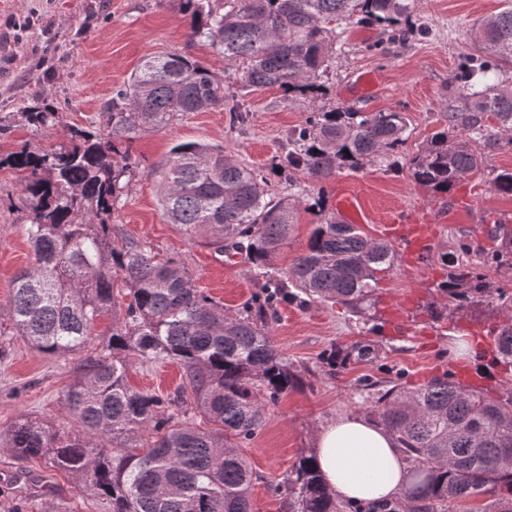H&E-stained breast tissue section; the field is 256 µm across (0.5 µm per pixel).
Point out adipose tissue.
<instances>
[{
  "instance_id": "obj_1",
  "label": "adipose tissue",
  "mask_w": 512,
  "mask_h": 512,
  "mask_svg": "<svg viewBox=\"0 0 512 512\" xmlns=\"http://www.w3.org/2000/svg\"><path fill=\"white\" fill-rule=\"evenodd\" d=\"M313 463L336 498L366 507L400 497L409 483L394 436L359 417L325 425L315 438Z\"/></svg>"
}]
</instances>
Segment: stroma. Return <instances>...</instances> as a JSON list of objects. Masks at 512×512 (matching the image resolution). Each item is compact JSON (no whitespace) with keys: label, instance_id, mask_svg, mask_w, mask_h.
<instances>
[{"label":"stroma","instance_id":"obj_1","mask_svg":"<svg viewBox=\"0 0 512 512\" xmlns=\"http://www.w3.org/2000/svg\"><path fill=\"white\" fill-rule=\"evenodd\" d=\"M511 6L512 0H417L412 20L426 32L403 46L390 44L378 26L349 23L347 41L337 48L324 81L321 103L406 112L411 122L407 148L417 152L444 126L448 109L465 107L462 90L450 78L480 52L471 28ZM168 52L190 54L223 80L226 91L238 90L239 71L207 41L191 39L178 0H0V104L19 112L44 103L53 106L63 122L62 127L37 131L14 120L0 131V153L24 145L47 150L64 142V126L98 125L105 101L129 81L142 59ZM366 73L378 80L370 92L358 86ZM246 106L250 120L243 128L218 107L184 113L168 127L137 138L130 146L133 171L112 214L117 238L179 260L196 286L230 312L241 309L257 292L253 271L241 258L215 255L206 239L189 238L180 225L167 223L156 173L179 142L218 145L245 163L270 170L286 133L310 111L311 102L265 88L248 96ZM511 167L512 153H488L481 170L446 194L416 183L409 173L395 177L375 166L342 173L323 184L300 171L286 182L272 178L275 194L299 202L288 243L273 260L276 270L289 268L304 250L319 222L315 203L334 211L341 191L357 195L374 216V223L361 227L370 237H377L378 221L403 208L435 224L437 240L420 267L400 261L382 277L369 309L356 313L337 301L308 300L278 308L272 339L302 385L267 403L262 426L240 445L257 475L253 512H288L280 485L302 457L311 455L314 435L323 424L340 416L369 417L377 397L391 386L411 389L453 375L456 364L449 347L454 336L469 337L475 352L486 350L488 328L502 319L498 310L483 304L469 313L455 311L445 307L435 286L444 274L441 255L455 251L459 240L485 252L495 247L490 231L497 219H512V198L491 190L489 173ZM19 188L14 173L0 170V325L9 322L15 274L33 260L22 231L28 213L18 203ZM405 299L412 302L407 320L388 324L390 303ZM4 342L0 433H7L22 414L73 429L62 395L77 374L79 357L42 356L18 336L5 337ZM363 346L371 348L369 357L361 356ZM182 375L179 364L165 361L133 366L129 382L167 395L177 389ZM111 510L109 502L71 475L42 460L18 459L0 446V512Z\"/></svg>","mask_w":512,"mask_h":512}]
</instances>
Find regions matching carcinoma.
<instances>
[{"mask_svg": "<svg viewBox=\"0 0 512 512\" xmlns=\"http://www.w3.org/2000/svg\"><path fill=\"white\" fill-rule=\"evenodd\" d=\"M191 38L203 39L242 66L238 99L189 55L145 59L101 112L98 128L73 125L68 142L36 152L23 146L0 155V169L18 175L19 202L28 209L24 233L33 263L14 280L12 335L43 356L82 353L94 328L112 317L108 338L83 358L64 391L77 430L20 415L8 445L22 460L47 458L112 503V512H252L254 473L238 450L262 425L265 402L301 379L276 349L269 318L301 296L339 301L360 311L372 304L380 275L393 270L397 252L355 224L324 213L293 267L270 265L288 244L295 203L278 198L268 174L202 142H180L160 171L161 205L170 224L215 251L244 256L261 282L251 302L231 314L196 288L175 259L157 260L150 247L115 243L112 210L131 175L126 148L161 130L182 112L225 107L246 122L240 99L267 87L311 95L322 89L335 53L338 20L377 24L392 43L405 28L415 0H180ZM488 55L462 65L452 82L465 92V111L444 115L448 127L430 145L404 152L409 118L401 110L364 112L313 106L288 132L285 153L272 166L288 180L292 170L327 181L341 170L379 165L397 175L408 166L415 182L448 193L478 170L484 154L512 151V77L477 79L512 63V7L472 30ZM36 128L58 124L49 107L16 113ZM494 117L495 129L484 120ZM464 127L472 142H451L448 128ZM491 189L512 196V168L490 172ZM495 248L473 258L461 240L445 260L448 276L436 291L455 309L493 304L505 323L491 331L497 362L512 367V289L493 286L483 269L512 271V225L495 223ZM171 360L182 385L166 396L136 390L129 368ZM374 415L418 468L404 496L376 512H512V387L488 397L448 377L407 390L394 386L376 400ZM296 512H362L325 487L312 457L288 480Z\"/></svg>", "mask_w": 512, "mask_h": 512, "instance_id": "1", "label": "carcinoma"}]
</instances>
